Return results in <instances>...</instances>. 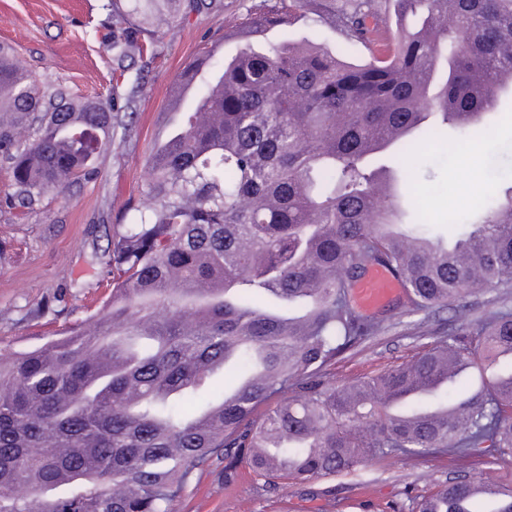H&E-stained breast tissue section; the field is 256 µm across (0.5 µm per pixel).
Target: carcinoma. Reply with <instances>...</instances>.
<instances>
[{
	"instance_id": "1",
	"label": "carcinoma",
	"mask_w": 512,
	"mask_h": 512,
	"mask_svg": "<svg viewBox=\"0 0 512 512\" xmlns=\"http://www.w3.org/2000/svg\"><path fill=\"white\" fill-rule=\"evenodd\" d=\"M382 25L361 0L337 15L369 58L311 42H252L331 0L257 5L224 30L239 49L182 75L203 85L185 124L148 161L154 205L107 246L108 298L89 318L0 356V512H172L191 476L243 462L267 484L349 474L387 457L447 454L465 473L415 500V512H512V485L482 469L512 457V307L467 301L512 288V186L452 244L401 230L402 166L383 179L372 155L413 151L495 110L512 90V0H387ZM172 0H129L158 26ZM153 55L151 43L121 44ZM112 105L45 85L0 44V159L8 207L96 179ZM373 265L404 286L410 314L449 307L445 333L404 364L334 386L336 360L384 332L352 285ZM234 369L232 383L211 378ZM476 371L477 387L450 393ZM22 487L25 494H16Z\"/></svg>"
}]
</instances>
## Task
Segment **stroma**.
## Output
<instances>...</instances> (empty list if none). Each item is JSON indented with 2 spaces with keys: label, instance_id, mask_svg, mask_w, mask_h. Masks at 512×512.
Returning a JSON list of instances; mask_svg holds the SVG:
<instances>
[{
  "label": "stroma",
  "instance_id": "stroma-1",
  "mask_svg": "<svg viewBox=\"0 0 512 512\" xmlns=\"http://www.w3.org/2000/svg\"><path fill=\"white\" fill-rule=\"evenodd\" d=\"M259 2L205 0L186 18L157 29L134 19L118 22L112 0H0V42L13 48L19 66L48 86L108 101L114 114L96 180L44 196L22 216L0 203V354L39 344L42 321L57 328L81 321L105 300L107 236L150 205L147 159L187 118L172 111L170 87L204 47L223 41L217 65L235 54L238 46L224 42V31ZM287 38L312 41L353 62L368 57L330 20L314 15L288 32H270L260 47ZM115 41L153 43L155 55L118 60ZM120 66L125 72L114 78ZM405 163L414 174L403 200L409 222L432 239L454 240L468 231L479 206L512 185V95L503 94L484 123L425 143ZM38 309L39 320L31 316ZM385 311L392 328L337 359L332 382L399 366L425 347L416 329L419 315L405 313L397 301ZM456 470L448 456L394 457L350 476L272 488L244 472L225 484L224 464L216 461L196 472L174 512H412L415 497Z\"/></svg>",
  "mask_w": 512,
  "mask_h": 512
}]
</instances>
